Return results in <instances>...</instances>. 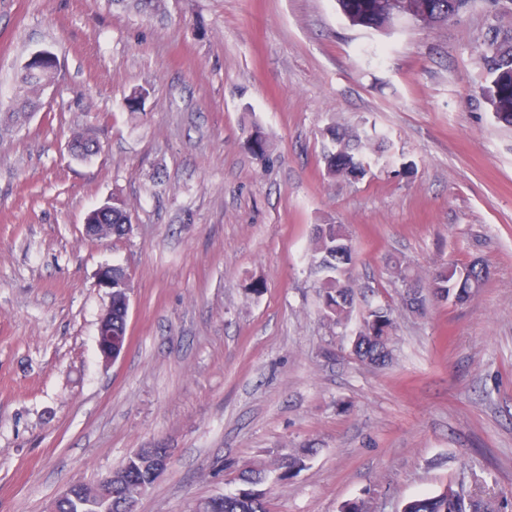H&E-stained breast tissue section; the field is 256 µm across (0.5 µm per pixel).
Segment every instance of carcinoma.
I'll return each instance as SVG.
<instances>
[{
  "instance_id": "cac0c4a2",
  "label": "carcinoma",
  "mask_w": 512,
  "mask_h": 512,
  "mask_svg": "<svg viewBox=\"0 0 512 512\" xmlns=\"http://www.w3.org/2000/svg\"><path fill=\"white\" fill-rule=\"evenodd\" d=\"M388 0H343L344 8L363 20L372 22L381 18ZM420 11V18L433 22H445L464 5L465 0H413ZM491 58L497 65L512 70V35L494 32L489 43ZM55 63L46 60L35 68L23 67L17 76L19 100L7 106V120L20 117V113L36 107L43 83L53 81ZM89 128L76 133L71 144L74 151L86 160L90 157ZM377 136L376 129H361L352 134L341 133L336 126L326 127L322 133L329 146L324 150L325 169L328 176H364L369 163L355 158V147ZM90 224L112 225V237L121 238L124 224L130 223L125 204L119 198H112L109 210L99 213L92 210L87 215ZM352 238L343 224H319L315 230L314 258L318 259L324 276L318 282L321 297L320 314L331 327L344 330L351 321L354 306V289L344 278L346 266L352 263ZM487 279L482 265L471 263L458 266L446 264L432 274L430 285L434 287L432 296L438 301L462 300L470 296L473 289L480 288ZM131 283V273L121 264L112 265V309L106 316L112 328V335L125 334L130 306L129 294L125 288ZM395 321L388 309L376 307L362 315L354 332L352 342L356 354L370 357V363L377 367L390 364L386 357H371L377 340L390 338L388 331L394 329ZM166 449L144 448L139 453L127 457L118 469L112 471V490L102 492V483L94 485L78 484L76 495L67 500L53 502V512H124L126 498H135L146 493L156 482L157 465L164 459ZM431 507L422 506V499L405 504L403 512H500L499 503L492 497L478 495L469 498L463 506L455 498V490L447 486L440 493L429 497ZM197 512H269L268 502L262 493L244 490L240 493L218 494L198 501Z\"/></svg>"
}]
</instances>
